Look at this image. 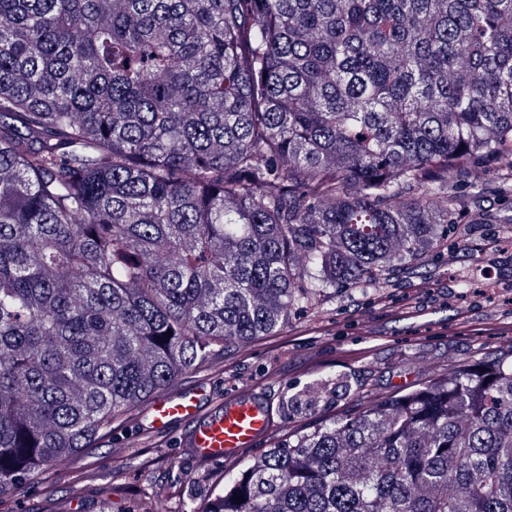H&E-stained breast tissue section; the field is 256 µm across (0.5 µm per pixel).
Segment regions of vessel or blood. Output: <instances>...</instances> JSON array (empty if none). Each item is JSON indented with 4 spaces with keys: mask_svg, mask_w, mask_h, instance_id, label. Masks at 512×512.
<instances>
[{
    "mask_svg": "<svg viewBox=\"0 0 512 512\" xmlns=\"http://www.w3.org/2000/svg\"><path fill=\"white\" fill-rule=\"evenodd\" d=\"M205 397L200 388L155 397L147 410L152 428L162 431L176 420L193 421L182 445L196 458L208 461L235 457L268 435L272 414L262 395L248 392L224 399L207 415L202 412Z\"/></svg>",
    "mask_w": 512,
    "mask_h": 512,
    "instance_id": "b4317fda",
    "label": "vessel or blood"
}]
</instances>
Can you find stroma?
Wrapping results in <instances>:
<instances>
[{
  "label": "stroma",
  "instance_id": "1",
  "mask_svg": "<svg viewBox=\"0 0 512 512\" xmlns=\"http://www.w3.org/2000/svg\"><path fill=\"white\" fill-rule=\"evenodd\" d=\"M487 224H456L454 245L385 292L329 289L321 306L278 332L225 347L183 374L170 393L205 387L211 401L262 394L269 435L237 456L203 462L180 445L188 425L155 431L140 404L62 469L0 493V512H189L224 488V476L370 399L407 392L450 365L512 339V208L493 197ZM468 291H460L461 280Z\"/></svg>",
  "mask_w": 512,
  "mask_h": 512
}]
</instances>
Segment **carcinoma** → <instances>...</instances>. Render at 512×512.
<instances>
[{"label": "carcinoma", "mask_w": 512, "mask_h": 512, "mask_svg": "<svg viewBox=\"0 0 512 512\" xmlns=\"http://www.w3.org/2000/svg\"><path fill=\"white\" fill-rule=\"evenodd\" d=\"M502 156L512 0H0V492L215 347L441 255L512 204V171L456 192ZM190 512H512V350Z\"/></svg>", "instance_id": "cac0c4a2"}]
</instances>
